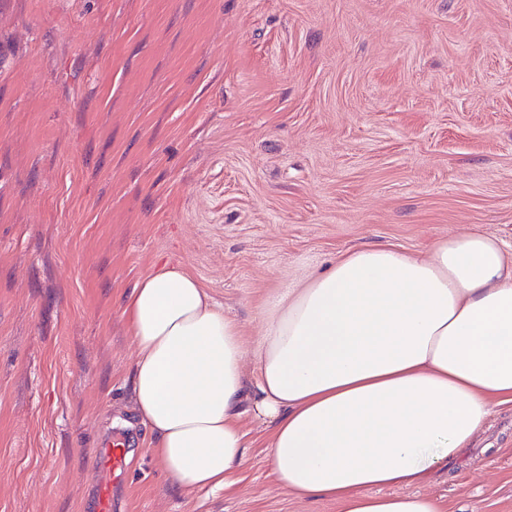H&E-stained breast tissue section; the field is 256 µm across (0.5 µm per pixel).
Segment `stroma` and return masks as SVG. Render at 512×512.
Here are the masks:
<instances>
[{"label": "stroma", "instance_id": "1", "mask_svg": "<svg viewBox=\"0 0 512 512\" xmlns=\"http://www.w3.org/2000/svg\"><path fill=\"white\" fill-rule=\"evenodd\" d=\"M512 245V0H0V512H337L270 476L182 491L131 417L121 300L187 269L239 325L339 253ZM422 493L512 512V403ZM98 471L103 475L93 476V512H113V488L124 479L126 470V452L119 439L104 442L94 448Z\"/></svg>", "mask_w": 512, "mask_h": 512}]
</instances>
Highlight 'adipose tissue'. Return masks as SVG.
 <instances>
[{
  "label": "adipose tissue",
  "instance_id": "adipose-tissue-1",
  "mask_svg": "<svg viewBox=\"0 0 512 512\" xmlns=\"http://www.w3.org/2000/svg\"><path fill=\"white\" fill-rule=\"evenodd\" d=\"M122 317L138 346L135 419L184 490L232 485L246 403L286 492L339 512H444L416 485L512 402V252L481 233L423 255L341 254L277 299L249 354L178 266L140 278Z\"/></svg>",
  "mask_w": 512,
  "mask_h": 512
}]
</instances>
